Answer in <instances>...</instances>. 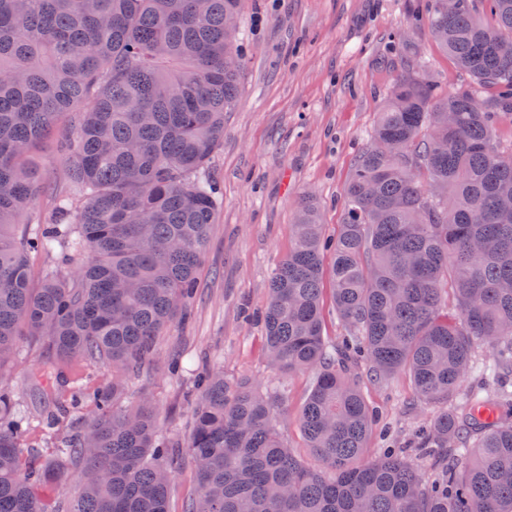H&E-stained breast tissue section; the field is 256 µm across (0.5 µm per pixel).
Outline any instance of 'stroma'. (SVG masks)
I'll return each mask as SVG.
<instances>
[{
	"label": "stroma",
	"mask_w": 512,
	"mask_h": 512,
	"mask_svg": "<svg viewBox=\"0 0 512 512\" xmlns=\"http://www.w3.org/2000/svg\"><path fill=\"white\" fill-rule=\"evenodd\" d=\"M419 2L245 0L237 34L244 58L239 93L224 117V144L209 164L224 204L211 226L191 319L165 329L156 339L152 368L128 382V399H152L161 429L176 443L187 440L193 378L211 365L263 387L283 385L282 437L305 464L319 467L298 422L314 377L307 371H278L266 356L261 317L268 284L291 248L303 195L318 205L327 238H335L343 224L345 186L402 53L397 33ZM415 38L442 88L470 83L437 44L428 22H421ZM34 161L50 191L29 209L32 221L48 218L56 198L75 191L56 140L44 143ZM174 357L181 367L177 377L167 372ZM53 362L46 345L27 343L0 378L27 407L32 435L48 452L56 437L67 436L88 416L87 408H73L57 434H49L43 419L56 396L45 373ZM352 372L376 413L370 450L414 447L434 410L415 397L409 375L402 371L375 381L362 363Z\"/></svg>",
	"instance_id": "35a3bbf8"
}]
</instances>
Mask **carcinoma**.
Listing matches in <instances>:
<instances>
[{
	"label": "carcinoma",
	"mask_w": 512,
	"mask_h": 512,
	"mask_svg": "<svg viewBox=\"0 0 512 512\" xmlns=\"http://www.w3.org/2000/svg\"><path fill=\"white\" fill-rule=\"evenodd\" d=\"M244 0H0V372L21 338L61 362L95 360L111 380L78 395L90 416L53 455L23 453L31 421L0 386V512H48L39 490L83 477L63 512H169L178 456L149 400L121 403L123 373L182 314L221 198L206 175L224 141L241 68L225 19ZM435 40L472 84L440 91L416 59L397 71L345 187L347 215L323 236L302 198L294 244L269 283L270 362L315 373L299 417L313 470L285 445L283 398L245 377L203 373L186 444L199 483L186 512H512V392L461 393L474 373L512 377V0H428ZM78 187L60 220L17 232L44 186L31 156L60 117ZM88 257L33 287L29 256ZM352 343L322 336V257ZM452 289L457 314L442 311ZM406 371L438 406L413 454L368 457L372 412L351 374ZM464 404H457L460 395ZM484 407L495 417L484 419ZM434 461L425 476L418 460Z\"/></svg>",
	"instance_id": "1"
}]
</instances>
